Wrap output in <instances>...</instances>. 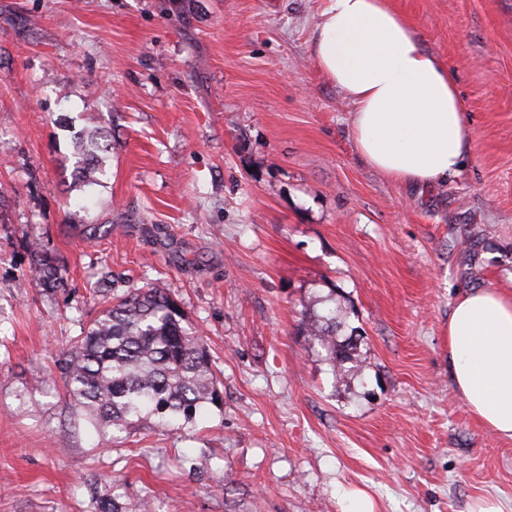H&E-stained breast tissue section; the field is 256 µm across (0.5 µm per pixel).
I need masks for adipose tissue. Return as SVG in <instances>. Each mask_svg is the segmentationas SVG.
I'll list each match as a JSON object with an SVG mask.
<instances>
[{"label":"adipose tissue","instance_id":"obj_1","mask_svg":"<svg viewBox=\"0 0 512 512\" xmlns=\"http://www.w3.org/2000/svg\"><path fill=\"white\" fill-rule=\"evenodd\" d=\"M312 49L349 100L356 148L372 167L424 187L460 170L474 134L454 73L389 0H328ZM448 369L475 420L512 439V291L477 288L454 303Z\"/></svg>","mask_w":512,"mask_h":512}]
</instances>
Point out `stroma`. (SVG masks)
Instances as JSON below:
<instances>
[{
  "instance_id": "35a3bbf8",
  "label": "stroma",
  "mask_w": 512,
  "mask_h": 512,
  "mask_svg": "<svg viewBox=\"0 0 512 512\" xmlns=\"http://www.w3.org/2000/svg\"><path fill=\"white\" fill-rule=\"evenodd\" d=\"M456 76L463 169L399 185L317 71L324 0H0V512H512V440L448 372V314L512 290V0H390ZM96 116L104 173L78 175ZM61 282L27 275L37 261ZM167 290L224 392L196 426L99 441L63 394L114 297ZM356 331L341 379L304 327Z\"/></svg>"
}]
</instances>
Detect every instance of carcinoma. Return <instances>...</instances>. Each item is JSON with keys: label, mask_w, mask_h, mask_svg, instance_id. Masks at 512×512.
<instances>
[{"label": "carcinoma", "mask_w": 512, "mask_h": 512, "mask_svg": "<svg viewBox=\"0 0 512 512\" xmlns=\"http://www.w3.org/2000/svg\"><path fill=\"white\" fill-rule=\"evenodd\" d=\"M108 149L97 128L89 127L76 146V168L102 165ZM32 280L55 284L53 267L37 264ZM177 300L150 284L115 299L70 343L63 387L72 413L86 421L99 440L129 434L146 420L162 430L193 425L201 409L224 403L202 336L183 325ZM345 323L336 308L310 316L306 333L329 355L339 374L355 373L360 364L349 339L338 341Z\"/></svg>", "instance_id": "cac0c4a2"}]
</instances>
